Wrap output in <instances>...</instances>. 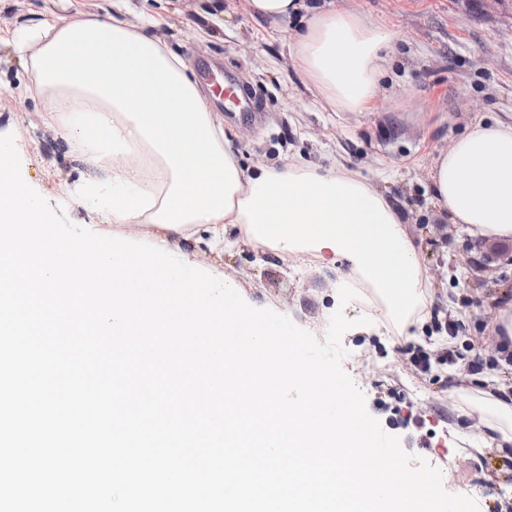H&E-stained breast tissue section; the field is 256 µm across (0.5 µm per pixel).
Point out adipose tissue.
Masks as SVG:
<instances>
[{
  "label": "adipose tissue",
  "instance_id": "ef3b65f1",
  "mask_svg": "<svg viewBox=\"0 0 512 512\" xmlns=\"http://www.w3.org/2000/svg\"><path fill=\"white\" fill-rule=\"evenodd\" d=\"M247 10L274 23L308 11L306 29L289 45L307 88L341 112L370 107L394 33L304 0H247ZM154 26L149 17L135 26L118 14L108 22L90 15L8 34L31 69L27 93L52 101L43 122L80 166L70 200L89 218L134 234L91 251L87 233H57L41 195L9 175L16 145L0 135V254L20 243L47 255L39 276L50 286L67 283L69 304L90 309L101 334L132 332L156 309L152 335L200 337L192 363L203 376L227 327L254 337L264 359L278 332L228 307L237 284L190 258L192 246L222 249L230 227L255 249L345 261L353 277L389 266L376 293L397 334L426 346L414 331L429 320L417 251L389 201L339 159L278 169L241 163L187 61ZM431 175L434 204L451 223L483 237H512V123L477 125L439 153ZM118 255L120 273L107 278ZM165 273L176 276L178 293H150Z\"/></svg>",
  "mask_w": 512,
  "mask_h": 512
}]
</instances>
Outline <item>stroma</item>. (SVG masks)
<instances>
[{"mask_svg": "<svg viewBox=\"0 0 512 512\" xmlns=\"http://www.w3.org/2000/svg\"><path fill=\"white\" fill-rule=\"evenodd\" d=\"M113 0H0V30L39 19L93 13L106 20ZM370 25L398 37L397 52L366 112H337L315 99L288 58L293 32L304 16L285 23L252 19L246 0H127L125 17L155 19V32L190 67L208 60L219 77L234 78L250 100L253 117L212 105L243 162L279 168L301 157L320 163L344 159L350 173L371 183L399 211L413 240L440 318H460L461 333L484 356L495 352V314L489 297L512 296V240L471 236L433 205L429 176L434 158L478 122L512 120V0H335ZM28 64L0 43V131L17 145L12 173L42 195L47 217L62 234L84 215L74 210L67 185L77 175L65 145L44 127L47 99L25 94ZM200 267L235 280L238 304L255 318L277 321L281 313L315 338L324 339L340 308L338 288L345 264L324 266L312 256L282 258L253 250L236 233L224 249H198ZM344 370L366 396H404L420 419L406 427L382 422L403 448L442 469L449 492L481 498L479 451L488 445L479 412L460 414L461 391L473 377L433 366L421 374L406 364L402 341L387 320L347 330Z\"/></svg>", "mask_w": 512, "mask_h": 512, "instance_id": "35a3bbf8", "label": "stroma"}]
</instances>
